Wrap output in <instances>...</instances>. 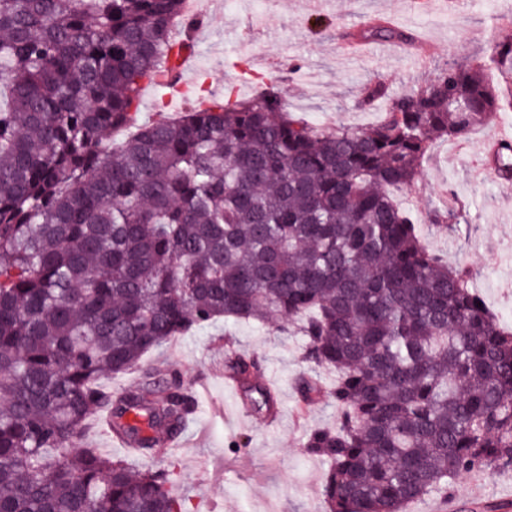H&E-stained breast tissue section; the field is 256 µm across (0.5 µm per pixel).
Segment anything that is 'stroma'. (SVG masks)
<instances>
[{"label": "stroma", "mask_w": 512, "mask_h": 512, "mask_svg": "<svg viewBox=\"0 0 512 512\" xmlns=\"http://www.w3.org/2000/svg\"><path fill=\"white\" fill-rule=\"evenodd\" d=\"M204 37L196 44L191 72L183 80L205 82L215 98L235 87L243 98L262 84L275 83L297 117L320 127L362 128L377 123L379 111H362L355 101L360 89L382 78L398 93L432 78L453 62L487 57L492 41L512 39V0H331L321 10L308 0H206ZM387 19L412 31L429 52L363 54L349 58L346 32ZM512 129V112L463 140L436 143L414 189L398 193L419 220L425 246L463 264L473 273L471 285L512 329V187L482 172V142L499 130ZM453 191L462 212L458 224L428 221L444 191ZM303 339L282 336L249 322L218 321L178 337L162 351L196 391L199 409L176 448L156 449L142 458L113 444L100 427H89L84 443L126 459L136 469L174 468L176 490L194 512H325L321 487L326 463L310 456L304 442L314 429L335 423V403L326 397L308 403L297 383L312 375L329 384L332 372L309 370L301 358ZM256 354L260 376L272 386L283 409L275 426L241 410L239 394L224 378L230 352ZM512 498V468L470 472L448 493L411 501L406 512H442L444 499L457 512H485Z\"/></svg>", "instance_id": "35a3bbf8"}]
</instances>
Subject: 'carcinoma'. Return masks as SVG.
Returning <instances> with one entry per match:
<instances>
[{"mask_svg":"<svg viewBox=\"0 0 512 512\" xmlns=\"http://www.w3.org/2000/svg\"><path fill=\"white\" fill-rule=\"evenodd\" d=\"M186 0H0V512H190L174 471L83 444L96 412L147 457L194 394L164 360L216 320L298 330L336 371L326 512H404L464 472L512 467V331L401 209L439 139L512 111V40L384 101L366 128L315 127L270 85L141 124V84L173 69ZM365 40L405 41L386 26ZM433 224L460 220L432 210ZM238 354L250 409L275 402ZM137 370L136 386L101 381Z\"/></svg>","mask_w":512,"mask_h":512,"instance_id":"1","label":"carcinoma"}]
</instances>
